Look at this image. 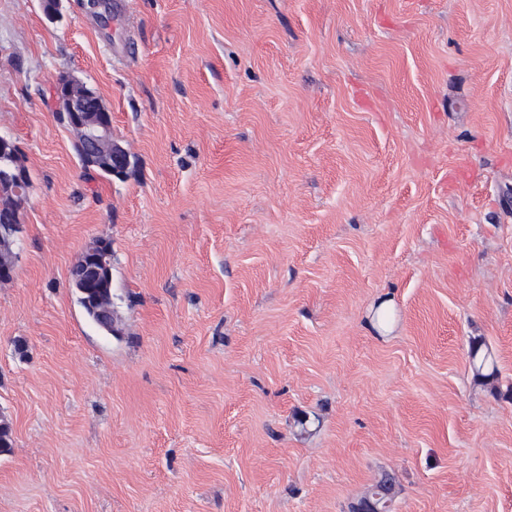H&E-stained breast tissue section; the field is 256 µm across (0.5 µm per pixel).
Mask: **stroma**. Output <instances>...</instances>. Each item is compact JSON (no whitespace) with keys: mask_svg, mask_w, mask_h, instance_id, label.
<instances>
[{"mask_svg":"<svg viewBox=\"0 0 512 512\" xmlns=\"http://www.w3.org/2000/svg\"><path fill=\"white\" fill-rule=\"evenodd\" d=\"M0 134V512H349L387 473L392 512H512V0H0ZM99 239L114 336L70 279ZM52 97L85 156L113 176L122 177L126 151L112 140V113L99 95L81 80L66 76L54 84ZM28 180L29 169L18 145L11 137L0 134V183L9 188L0 196V212L17 209Z\"/></svg>","mask_w":512,"mask_h":512,"instance_id":"stroma-1","label":"stroma"}]
</instances>
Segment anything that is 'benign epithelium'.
Here are the masks:
<instances>
[{
  "label": "benign epithelium",
  "mask_w": 512,
  "mask_h": 512,
  "mask_svg": "<svg viewBox=\"0 0 512 512\" xmlns=\"http://www.w3.org/2000/svg\"><path fill=\"white\" fill-rule=\"evenodd\" d=\"M56 111L64 118L73 141L78 143L85 156L95 165L121 177L126 171L124 149L112 140V112L99 95L81 80L66 76L52 88ZM29 180V169L16 144L0 134V183L8 186V192L0 196V212L14 211L23 200V191ZM17 241L0 244V284L13 279ZM103 262L95 255L82 261L79 281L90 286L101 282Z\"/></svg>",
  "instance_id": "7a95c632"
}]
</instances>
